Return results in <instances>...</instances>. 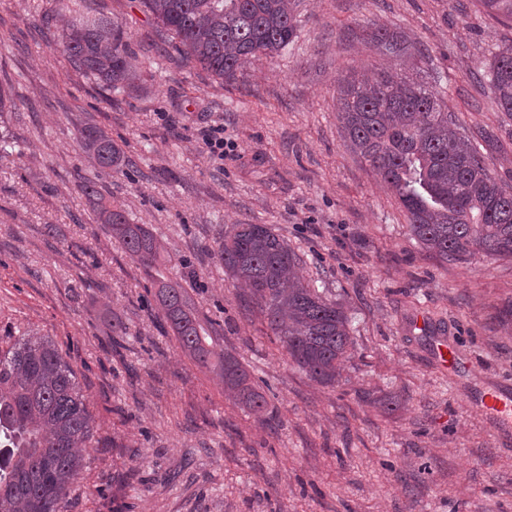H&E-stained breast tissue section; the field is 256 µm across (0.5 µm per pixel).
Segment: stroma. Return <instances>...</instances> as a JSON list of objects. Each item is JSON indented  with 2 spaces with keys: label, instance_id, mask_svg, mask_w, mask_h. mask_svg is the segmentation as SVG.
<instances>
[{
  "label": "stroma",
  "instance_id": "1",
  "mask_svg": "<svg viewBox=\"0 0 512 512\" xmlns=\"http://www.w3.org/2000/svg\"><path fill=\"white\" fill-rule=\"evenodd\" d=\"M293 3L288 48L227 85L187 66L139 0H84L82 16L123 24L140 63L113 92L71 64L56 0H0V87L16 104L0 114V349L50 338L86 397L92 447L64 512H512V446L477 405L485 390L512 392V259L423 249L338 121L346 76L397 69L468 135H493L488 168L512 187V116L489 75L512 20L477 0ZM377 29L405 50L383 52ZM90 123L122 147L121 169L86 158ZM213 125L235 155L199 152ZM87 180L163 244L161 275L194 273L191 304L214 351L265 393L264 417L179 347L152 282L97 223ZM231 224L271 227L303 280L344 305L353 346L339 384L259 335L213 252ZM439 340L465 372L440 365Z\"/></svg>",
  "mask_w": 512,
  "mask_h": 512
}]
</instances>
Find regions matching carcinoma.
I'll return each instance as SVG.
<instances>
[{
	"label": "carcinoma",
	"instance_id": "carcinoma-1",
	"mask_svg": "<svg viewBox=\"0 0 512 512\" xmlns=\"http://www.w3.org/2000/svg\"><path fill=\"white\" fill-rule=\"evenodd\" d=\"M490 14L512 19V0H478ZM186 64L231 84L250 60L280 53L295 37L290 0H141ZM387 53L399 36L371 33ZM61 44L74 65L108 90L129 87L138 66L129 36L110 17L70 24ZM497 101L512 116V45L490 63ZM340 127L353 151L395 192L411 236L438 257L466 262L478 253L512 259V188L490 173L480 144L469 137L435 93L387 70L354 76L340 90ZM81 148L101 169L120 168L124 152L101 127L88 126ZM101 224L144 274L158 284L165 323L181 349L224 379L251 413L268 412L265 396L242 364L212 362L211 337L178 281L156 277L159 246L143 224L105 201L93 181L82 185ZM224 270L246 288L265 335L311 379L333 386L352 345L342 304L294 274L298 255L266 224H233L216 241ZM93 417L75 372L44 336H23L0 351V512H61L93 438Z\"/></svg>",
	"mask_w": 512,
	"mask_h": 512
}]
</instances>
